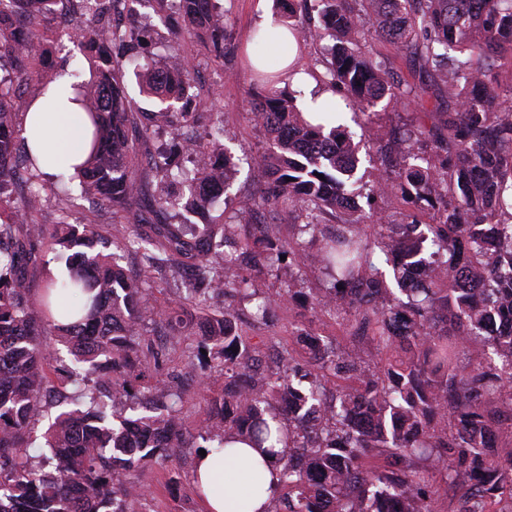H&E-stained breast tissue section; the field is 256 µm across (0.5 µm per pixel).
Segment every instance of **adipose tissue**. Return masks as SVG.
<instances>
[{
	"label": "adipose tissue",
	"mask_w": 512,
	"mask_h": 512,
	"mask_svg": "<svg viewBox=\"0 0 512 512\" xmlns=\"http://www.w3.org/2000/svg\"><path fill=\"white\" fill-rule=\"evenodd\" d=\"M87 125L86 113L63 96L37 98L23 122L34 154L49 173L84 160L90 150ZM193 482L202 490L204 512H268L279 492L274 458L244 443L198 457Z\"/></svg>",
	"instance_id": "ef3b65f1"
}]
</instances>
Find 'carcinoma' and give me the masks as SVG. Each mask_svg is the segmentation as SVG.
<instances>
[{"mask_svg":"<svg viewBox=\"0 0 512 512\" xmlns=\"http://www.w3.org/2000/svg\"><path fill=\"white\" fill-rule=\"evenodd\" d=\"M58 0H0V512H128L127 498L145 489L147 460L171 457L187 445L178 417L184 393L155 370L150 388L161 393L147 412L128 416L112 395H135L143 376L140 338L152 324L170 330L188 349L200 381L217 373L224 389L207 399V417L194 435L221 452L233 439L267 444L288 489L286 510L272 512H437L439 492L452 491L448 512H499L512 499V89L494 68L512 54V0H313L311 17L282 5L280 21L298 40L324 35L333 44L321 60L325 86L343 93L366 116L389 98L396 105L430 95L440 100L412 129L392 126L386 147L402 159L364 188L356 177L359 150L345 130L311 124L278 72L253 71L264 84L250 100L254 120L273 147L261 158L271 178L266 203L298 212L293 237L265 225L248 235L224 223L218 211L232 187L236 162L224 148L221 113L203 106L187 61L157 66L142 56L135 31L110 20L137 0H66L72 27H48ZM170 13L176 32L199 38L224 57L227 29L213 0H154ZM379 37L409 56L414 82L389 81L385 59L363 48L369 23ZM80 46L90 77L71 84L90 113L93 149L73 174L47 176L23 136L17 99L35 82L43 93L46 41ZM140 69L143 91L161 112L141 120L124 83V66ZM215 117L205 136L183 146L189 164L178 168L162 153L137 146L152 121L185 137L204 116ZM324 175L319 179L318 175ZM79 181V197L112 210V223L133 224L110 239L95 221H41L45 193L57 198ZM151 206L175 223L154 224L134 210L147 185ZM396 192L436 220L392 231V216L344 196L372 199ZM371 223L373 238L361 225ZM64 262L29 299L27 269L40 248ZM139 258L127 273L120 260ZM322 271V288L266 293L242 274L280 257ZM428 277L419 285L411 273ZM185 277L186 299L200 305L203 330L186 343L176 308L156 309L148 291L155 275ZM234 292L262 319L268 308L303 300L339 315L350 326L346 344L306 330L296 350L279 353L277 370L255 374L260 354L243 344L240 312H211L210 294ZM68 348L83 372H74L68 408L49 420L47 451L32 459L36 424L48 415V377L40 337ZM343 380L328 387L329 378Z\"/></svg>","mask_w":512,"mask_h":512,"instance_id":"1","label":"carcinoma"}]
</instances>
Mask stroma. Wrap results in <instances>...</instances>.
<instances>
[{
	"label": "stroma",
	"mask_w": 512,
	"mask_h": 512,
	"mask_svg": "<svg viewBox=\"0 0 512 512\" xmlns=\"http://www.w3.org/2000/svg\"><path fill=\"white\" fill-rule=\"evenodd\" d=\"M216 3L230 34V45L220 58L208 53L196 39L175 37L163 15L157 13L154 0H139L131 21L143 36L145 55L157 63H165L174 55L194 61L196 84L203 86L215 111L223 115L225 145L233 153L244 150L258 157L269 149L270 137L253 120L249 111L248 100L256 85L248 66V54L263 47L256 33L263 14L273 11V0H216ZM418 109L415 102L397 110L382 101L376 106V117L357 116L349 121L347 129L354 141L358 142L361 152L371 156L370 162L362 164L361 174L368 176L374 168L393 165V158L386 156L381 149L380 136L386 126L400 120L409 121ZM267 188L268 179L259 166L241 165L233 176L224 215L232 217L240 206L250 205L253 223L272 225L281 238H290L296 218L287 208L262 205L261 198ZM304 327L331 338L340 339L346 334L336 318L297 305L274 308L262 320L247 314L239 320L242 335L264 337V363L268 366L273 364L277 350L295 347L293 334L296 329ZM151 341L166 348L164 368L174 375L175 385L185 391L179 416L186 435H194L196 427L207 414L205 397L217 393L223 386V380L215 377L207 385H199L195 371L186 366L187 357L182 348L166 347V339L162 336H152ZM43 354L51 393L71 392L73 385L69 369L72 362L66 348L48 336L44 339ZM197 454V448H179L174 459L145 463L142 481L146 493L132 503L130 512H204L191 479Z\"/></svg>",
	"instance_id": "1"
}]
</instances>
